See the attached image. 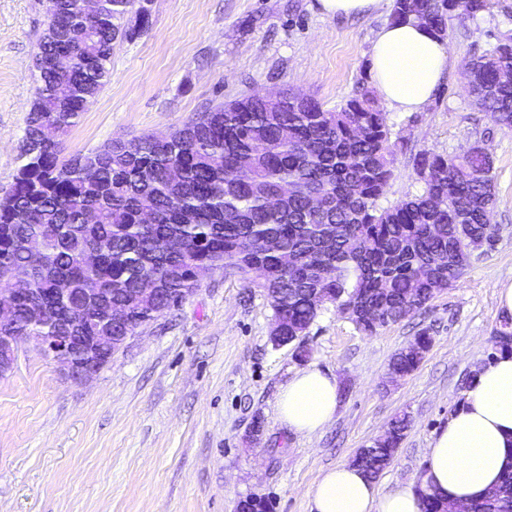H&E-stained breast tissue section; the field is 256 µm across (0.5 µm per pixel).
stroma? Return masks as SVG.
<instances>
[{
    "instance_id": "obj_1",
    "label": "stroma",
    "mask_w": 512,
    "mask_h": 512,
    "mask_svg": "<svg viewBox=\"0 0 512 512\" xmlns=\"http://www.w3.org/2000/svg\"><path fill=\"white\" fill-rule=\"evenodd\" d=\"M47 0H0V198L21 164L35 90L33 59ZM150 28L117 39L111 77L63 138V157L114 140L165 136L206 108L284 89L333 110L368 84V61L391 6L328 17L317 0H151ZM512 37V0L451 18L455 64L422 112L388 111L394 176L381 206L419 192L413 157L480 141L493 156L497 241L418 314L377 334L326 305L305 342L308 362L269 341L273 310L249 273L213 270L178 307L138 327L110 363L76 383L33 344L0 376V512H235L249 495L271 512H309L321 472L371 445L395 414L411 424L376 480L420 483L434 435L463 405L502 327L496 290L512 283V130L463 89L464 67ZM419 367L387 381L391 357L418 333ZM335 376L338 405L322 430L295 434L275 405L302 365Z\"/></svg>"
}]
</instances>
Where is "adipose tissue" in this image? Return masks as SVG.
<instances>
[{"mask_svg": "<svg viewBox=\"0 0 512 512\" xmlns=\"http://www.w3.org/2000/svg\"><path fill=\"white\" fill-rule=\"evenodd\" d=\"M453 60L445 40L409 21L375 35L368 72L381 101L397 112H421ZM337 407L335 377L316 367L295 373L277 400L280 421L296 434L321 430ZM421 486L380 491L348 464L327 469L309 491L310 512H421L420 489L458 504L482 498L512 471V353L483 365L463 406L427 450Z\"/></svg>", "mask_w": 512, "mask_h": 512, "instance_id": "ef3b65f1", "label": "adipose tissue"}]
</instances>
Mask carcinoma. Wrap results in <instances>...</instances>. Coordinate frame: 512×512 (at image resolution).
Wrapping results in <instances>:
<instances>
[{"label":"carcinoma","instance_id":"carcinoma-1","mask_svg":"<svg viewBox=\"0 0 512 512\" xmlns=\"http://www.w3.org/2000/svg\"><path fill=\"white\" fill-rule=\"evenodd\" d=\"M489 0H393L391 20L416 19L440 37L448 19L474 17ZM134 14V25L121 24ZM150 12L135 0H101L83 15L78 0H55L39 50L41 67L20 144L22 165L0 199V289L28 273L24 243L46 246L32 287L45 309L34 321L26 300L0 336H56L69 317L91 322L88 336L111 332L91 321L93 298L112 292L128 309L131 330L199 286L197 270H255L283 326L284 342H304L322 310L316 291L343 308L356 329L373 335L411 318L434 298L440 276L453 286L494 234L493 160L480 142L455 155L420 152L414 166L423 187L381 208L393 177L394 144L386 113L363 86L331 112L288 92L271 101L254 93L220 103L165 138L114 140L61 159L62 138L96 101L111 77L112 44L149 28ZM512 41L477 57L464 89L478 109L512 128ZM274 242L278 249L265 247ZM153 278L149 300L138 288ZM72 288L62 301L54 288ZM432 344L427 332L397 352L389 369L414 372ZM408 416L391 420L371 452L351 465L370 480L390 464ZM422 512H454L455 504L420 492ZM472 512H512V473L473 504Z\"/></svg>","mask_w":512,"mask_h":512}]
</instances>
